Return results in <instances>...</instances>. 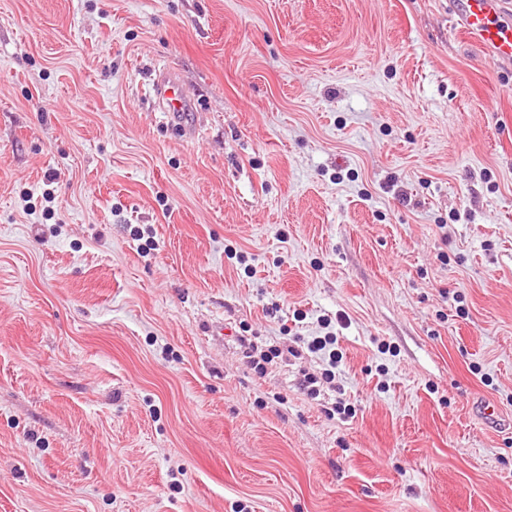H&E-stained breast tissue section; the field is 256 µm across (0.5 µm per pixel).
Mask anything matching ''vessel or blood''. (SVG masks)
Masks as SVG:
<instances>
[{"label": "vessel or blood", "mask_w": 512, "mask_h": 512, "mask_svg": "<svg viewBox=\"0 0 512 512\" xmlns=\"http://www.w3.org/2000/svg\"><path fill=\"white\" fill-rule=\"evenodd\" d=\"M512 9V0H455L453 11L461 30L478 42L492 59L501 64L512 63V22H505V11ZM151 96L170 126L178 128L183 137L193 138L191 114L194 99L184 96L176 79L159 77L152 85Z\"/></svg>", "instance_id": "b4317fda"}]
</instances>
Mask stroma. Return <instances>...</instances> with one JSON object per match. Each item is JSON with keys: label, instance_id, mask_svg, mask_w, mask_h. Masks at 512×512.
Wrapping results in <instances>:
<instances>
[{"label": "stroma", "instance_id": "obj_1", "mask_svg": "<svg viewBox=\"0 0 512 512\" xmlns=\"http://www.w3.org/2000/svg\"><path fill=\"white\" fill-rule=\"evenodd\" d=\"M480 398L512 68L448 0H0V512H512ZM151 97L160 112H165L170 126L178 128L186 139L194 137L191 113L195 109V100L184 96L176 79L159 76L152 85Z\"/></svg>", "mask_w": 512, "mask_h": 512}]
</instances>
